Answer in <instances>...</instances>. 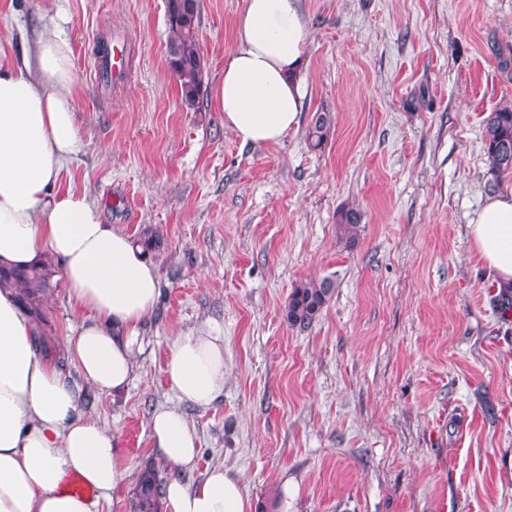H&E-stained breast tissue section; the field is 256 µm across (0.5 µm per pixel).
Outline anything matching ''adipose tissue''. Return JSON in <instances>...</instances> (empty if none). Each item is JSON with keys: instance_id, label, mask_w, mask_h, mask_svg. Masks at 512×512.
I'll return each mask as SVG.
<instances>
[{"instance_id": "1", "label": "adipose tissue", "mask_w": 512, "mask_h": 512, "mask_svg": "<svg viewBox=\"0 0 512 512\" xmlns=\"http://www.w3.org/2000/svg\"><path fill=\"white\" fill-rule=\"evenodd\" d=\"M306 28L300 0H244L236 46L211 94L242 143L277 144L298 127ZM72 67L71 45L58 30L22 53L0 43V261L61 260L71 294L89 315L65 349L85 381L113 392L129 381L133 339L154 309L159 277L128 235L102 224L86 191L60 185L78 146ZM470 236L499 285L512 286V188L486 199ZM42 334L16 290L0 289V512H97L96 502L61 484L75 474L98 494L112 491L126 476L117 440L85 414L79 388L42 353ZM167 375L178 401L212 405L224 392L223 337H175ZM151 435L171 471L170 512H254L241 477L224 466L199 483L183 481L198 437L177 409L155 410Z\"/></svg>"}]
</instances>
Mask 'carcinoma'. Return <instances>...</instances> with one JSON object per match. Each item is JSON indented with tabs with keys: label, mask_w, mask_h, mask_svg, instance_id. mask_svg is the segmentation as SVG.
Instances as JSON below:
<instances>
[{
	"label": "carcinoma",
	"mask_w": 512,
	"mask_h": 512,
	"mask_svg": "<svg viewBox=\"0 0 512 512\" xmlns=\"http://www.w3.org/2000/svg\"><path fill=\"white\" fill-rule=\"evenodd\" d=\"M170 36L167 59L176 77L183 103L195 105L200 97L205 63L198 34V0H164ZM333 125L329 112H316L306 132L309 144L316 148L323 144ZM485 143L489 162L488 172L497 179L512 174V105L490 113L485 120ZM361 214L354 209L338 213L337 224L345 244L355 243ZM52 262L40 261L25 267L0 263V287L9 285L18 294L24 307L40 322L46 324L47 302L51 294ZM334 293L329 279L309 280L298 285L285 307V317L292 326L307 327L319 316ZM494 312L503 320L512 314V288H504L491 296ZM162 480L154 467L144 468L138 475L128 503L129 512H161Z\"/></svg>",
	"instance_id": "1"
}]
</instances>
